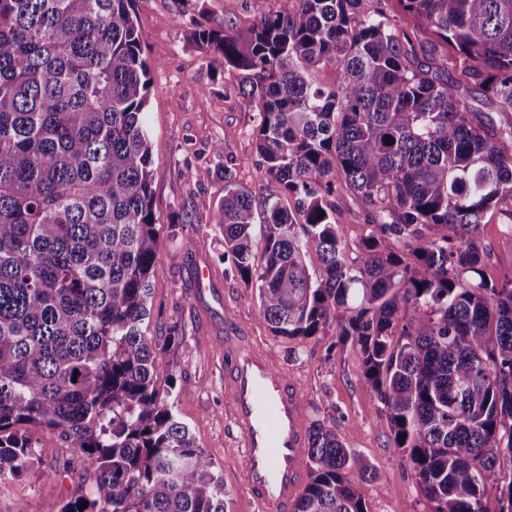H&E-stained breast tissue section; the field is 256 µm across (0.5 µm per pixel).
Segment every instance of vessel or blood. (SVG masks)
Returning <instances> with one entry per match:
<instances>
[{"mask_svg": "<svg viewBox=\"0 0 512 512\" xmlns=\"http://www.w3.org/2000/svg\"><path fill=\"white\" fill-rule=\"evenodd\" d=\"M224 393L257 512H288L308 477L305 403L271 354L244 336L224 339Z\"/></svg>", "mask_w": 512, "mask_h": 512, "instance_id": "obj_1", "label": "vessel or blood"}]
</instances>
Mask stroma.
Masks as SVG:
<instances>
[{
    "label": "stroma",
    "mask_w": 512,
    "mask_h": 512,
    "mask_svg": "<svg viewBox=\"0 0 512 512\" xmlns=\"http://www.w3.org/2000/svg\"><path fill=\"white\" fill-rule=\"evenodd\" d=\"M382 7L410 38L418 60L436 51L446 60L451 47L419 30L402 0H365V10ZM298 0H133V18L149 65L145 108L152 158L153 212L161 252L151 270L148 331L168 335L177 328L183 340L171 348L157 384L169 394L178 419L213 463L232 501L233 512H251L243 489V459L234 446L224 397V339L247 334L269 349L278 370L300 385L309 423L334 430L346 448L361 456L374 477L362 482L370 512H433L408 463L394 455L389 424L363 375L356 349L338 340L331 323L322 335H273L250 289L228 273L222 237L214 223L224 196V173L250 190L256 207L266 197L294 208L295 198L279 184H260L256 127L259 114L243 99L242 71L213 75L190 35L196 22L216 29L246 30L262 16L295 13ZM336 220L346 227L347 254H354L370 228L363 206L339 188ZM512 204L487 216L480 239L486 252L483 272L494 284L512 280ZM175 250L179 261L167 253ZM208 269L211 292L197 295V271ZM39 461L25 476L0 483V512H60L78 487L91 480L79 458L47 432H37Z\"/></svg>",
    "instance_id": "stroma-1"
}]
</instances>
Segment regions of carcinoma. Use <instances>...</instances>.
Returning a JSON list of instances; mask_svg holds the SVG:
<instances>
[{"instance_id": "carcinoma-1", "label": "carcinoma", "mask_w": 512, "mask_h": 512, "mask_svg": "<svg viewBox=\"0 0 512 512\" xmlns=\"http://www.w3.org/2000/svg\"><path fill=\"white\" fill-rule=\"evenodd\" d=\"M403 2L454 49L446 69L512 111V0ZM362 4L299 0L246 32L196 24L210 72H256L260 182L297 202L268 197L259 212L224 171V260L276 336L343 316L339 336L434 512H512L499 469L512 461V281L485 279L479 239L512 202V125L477 119L460 82ZM148 71L132 0H0V483L33 468V431H47L94 475L61 512H230L157 385L180 336L142 328L160 253ZM342 184L372 226L353 258L336 223ZM305 452L313 468L290 512H369L368 467L336 433L310 427Z\"/></svg>"}]
</instances>
